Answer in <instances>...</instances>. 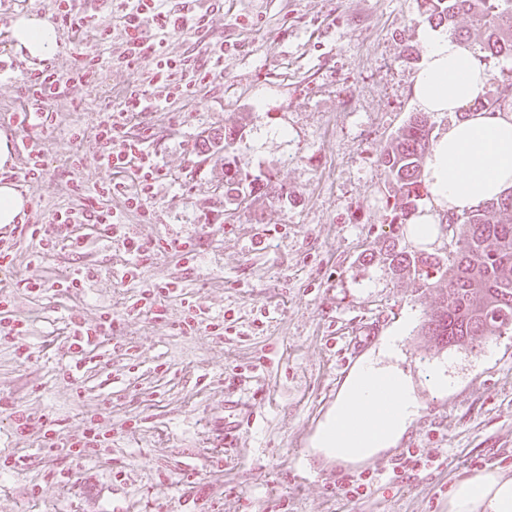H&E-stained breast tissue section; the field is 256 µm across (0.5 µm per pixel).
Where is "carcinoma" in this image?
I'll return each mask as SVG.
<instances>
[{
	"label": "carcinoma",
	"mask_w": 512,
	"mask_h": 512,
	"mask_svg": "<svg viewBox=\"0 0 512 512\" xmlns=\"http://www.w3.org/2000/svg\"><path fill=\"white\" fill-rule=\"evenodd\" d=\"M428 20L452 25L459 15L484 29V52L490 58H512V0H422ZM245 127L232 125L203 140L206 151L229 153L242 141ZM434 142L426 120L414 116L380 154L395 203L396 229L383 241L379 255L390 273L437 291L439 302L421 326V335L449 349H473L512 328V192L461 215L445 214L439 230L448 232L454 249L447 255L407 251L399 228L429 194L424 168ZM255 193L288 196L268 179L262 183L224 162V196L239 203Z\"/></svg>",
	"instance_id": "obj_1"
}]
</instances>
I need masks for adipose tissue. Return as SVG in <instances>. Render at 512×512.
I'll list each match as a JSON object with an SVG mask.
<instances>
[{"label":"adipose tissue","mask_w":512,"mask_h":512,"mask_svg":"<svg viewBox=\"0 0 512 512\" xmlns=\"http://www.w3.org/2000/svg\"><path fill=\"white\" fill-rule=\"evenodd\" d=\"M10 33L29 60L46 59L60 46L58 29L44 16L20 14ZM423 41L424 58L412 87L419 110L470 111L465 120L450 123L439 134L427 158L424 177L431 200L410 224L408 236L431 245L437 240L441 215L476 209L512 190V108L472 111V104L487 94V70L447 33L432 29ZM401 339V329H394L379 349L363 355L354 366L311 438L312 455L357 466L398 445L421 410L411 376L395 361ZM376 379L392 385L391 398H373L370 384ZM356 412L367 414L368 426L347 432L344 423ZM448 512H512V476L487 466L457 479L448 493Z\"/></svg>","instance_id":"ef3b65f1"}]
</instances>
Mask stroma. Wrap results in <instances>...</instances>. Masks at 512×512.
Returning a JSON list of instances; mask_svg holds the SVG:
<instances>
[{
    "instance_id": "1",
    "label": "stroma",
    "mask_w": 512,
    "mask_h": 512,
    "mask_svg": "<svg viewBox=\"0 0 512 512\" xmlns=\"http://www.w3.org/2000/svg\"><path fill=\"white\" fill-rule=\"evenodd\" d=\"M172 11L205 15L199 31L168 39L169 55L201 68L224 50L221 66L192 94L131 116L129 136L146 140L161 177L149 216L105 204L121 216L111 228L72 225L79 246L60 240L40 264L37 244L15 225L0 238L19 249L0 274L10 313L28 320L24 339L0 337V398L30 414L29 432L0 412V512H448L453 481L491 465L512 472V330L467 352L419 334L435 291L394 278L371 261L392 219L381 151L418 111L413 78L429 30L420 0H165ZM97 24L61 29L50 59L68 74L79 52L104 63L97 82L69 81L55 98L53 125L23 131L31 71L9 30L0 29V134L42 148L40 176L25 179L28 156L7 174L29 200L26 221L56 224L108 182L96 130L120 108L131 85H147L150 64L112 61L123 46L110 0H79ZM109 26V43L99 40ZM213 65V64H212ZM233 123L247 135L229 163L271 177L287 197L255 195L228 212L225 162L204 158L201 142ZM147 259L135 277L123 236ZM186 240L192 257L172 251ZM85 273L82 287L57 279ZM46 283L40 294L14 288L20 277ZM176 282L165 319L136 312L143 287ZM414 322L401 345L424 409L399 444L358 468L309 453L310 438L356 361L405 314ZM203 324L188 330L189 315ZM111 320L112 331L83 359L71 354L74 326ZM223 322L222 334L209 322ZM31 357L20 362L17 346ZM455 377L447 395L429 388L437 367ZM238 423L224 435V418ZM52 418L57 431L36 427ZM100 423L106 447L75 455L69 435ZM428 456L410 469L407 456ZM367 480L363 496L348 492Z\"/></svg>"
}]
</instances>
